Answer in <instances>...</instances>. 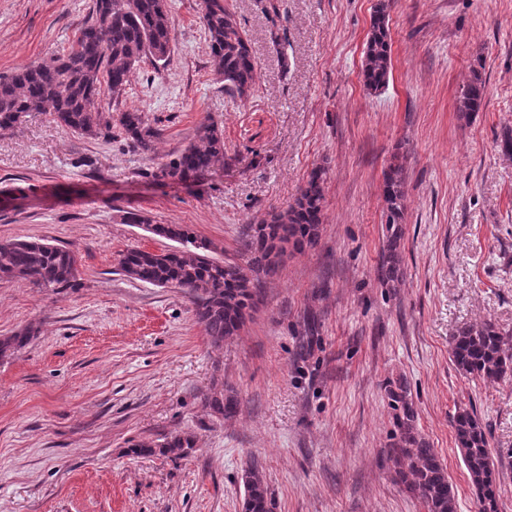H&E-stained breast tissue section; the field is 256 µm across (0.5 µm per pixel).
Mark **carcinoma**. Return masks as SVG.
<instances>
[{"label": "carcinoma", "mask_w": 512, "mask_h": 512, "mask_svg": "<svg viewBox=\"0 0 512 512\" xmlns=\"http://www.w3.org/2000/svg\"><path fill=\"white\" fill-rule=\"evenodd\" d=\"M388 4L381 2L371 22L362 60V79L370 91L389 80L391 36ZM203 24L210 41L211 62L224 82V91L243 98L255 82L256 62L235 15L224 0H203ZM172 28L168 0H93L91 15L78 29L68 52L48 63L25 65L0 76V129H13L26 118L51 111L56 121L78 136L112 137V125L124 141L154 162L141 176L152 181H186L224 160V131L214 122L203 123L175 157L155 162V146L161 129L143 111L121 112L117 118L99 107L110 92L123 94L132 70L145 59L167 62ZM484 83L479 74L464 87L458 111L480 109ZM323 168L313 169L296 197L270 218L249 228L244 244L246 262H226L211 256L216 247L197 237L183 224H154L143 213H132L128 223L150 225L151 233L178 243L162 260L143 249H130L118 259L127 277L160 288L186 290L194 299L195 315L212 344L219 346L238 335L247 318L260 304L265 280L275 277L285 257L317 246L324 202ZM403 167L393 165L385 174L384 214L387 244L380 264L383 285L397 287L403 279L399 249L405 212ZM78 257L68 249L43 240L0 243V279H21L46 291L77 286ZM32 326L0 338V359L14 354L35 335ZM449 357L464 376L486 382L512 378V338L492 322L460 327L449 342ZM394 429L387 455L405 490L421 500L427 512H457V501L446 467L436 449L419 432L415 413L403 381L387 389ZM208 406L225 418L235 415L239 402L217 391ZM454 439L476 493L478 512H501L496 464L487 425L474 407H459L451 422ZM196 445V436L174 430L154 441H140L130 448L136 456L155 452L184 457ZM243 512H276L277 502L258 465L253 463L242 478Z\"/></svg>", "instance_id": "obj_1"}]
</instances>
